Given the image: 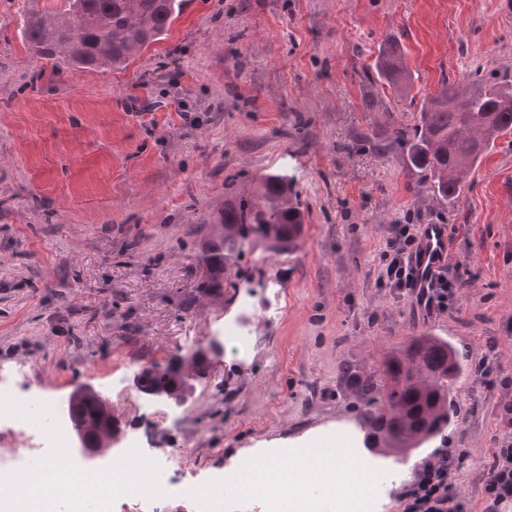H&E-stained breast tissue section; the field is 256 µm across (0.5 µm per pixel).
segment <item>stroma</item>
Wrapping results in <instances>:
<instances>
[{"instance_id": "1", "label": "stroma", "mask_w": 512, "mask_h": 512, "mask_svg": "<svg viewBox=\"0 0 512 512\" xmlns=\"http://www.w3.org/2000/svg\"><path fill=\"white\" fill-rule=\"evenodd\" d=\"M65 0H0V367L43 398L89 383L123 429L140 423L133 383L115 374L166 364L228 321L221 358L174 426L151 415L182 476L267 448L342 444L363 408L341 367L372 366L410 337L437 336L463 368L441 449L451 491L484 512L512 398V130L437 199L388 125H413L444 82L493 74L512 84V0H187L168 35L127 66L54 73L21 32ZM397 41L407 98L366 80ZM294 176L304 224L290 255L247 256L232 302L203 297V245L229 191ZM395 224H442L460 282L454 310L416 319L415 301L378 279ZM495 351L494 373L475 366Z\"/></svg>"}]
</instances>
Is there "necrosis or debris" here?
I'll use <instances>...</instances> for the list:
<instances>
[{
    "instance_id": "necrosis-or-debris-1",
    "label": "necrosis or debris",
    "mask_w": 512,
    "mask_h": 512,
    "mask_svg": "<svg viewBox=\"0 0 512 512\" xmlns=\"http://www.w3.org/2000/svg\"><path fill=\"white\" fill-rule=\"evenodd\" d=\"M18 384L17 371L0 368V438L17 443L11 454L0 456V512H168L170 500L196 502L194 489L178 480V457L153 448L151 433L130 432L124 448L117 451L118 456H135L146 464L150 486L142 489L134 472L89 464L70 452L66 417L57 418L52 434L36 429L28 410L37 400L19 395ZM33 473L53 486L52 498L16 494L13 482ZM360 479L367 484V492L346 484L342 512H379L386 486L377 470L365 466ZM240 480L241 470L233 466L201 476L199 486L215 497L222 495L225 484L237 485V496L227 503V512H320L319 502L302 493L300 482L287 490L276 480L265 479L251 488L241 486Z\"/></svg>"
}]
</instances>
